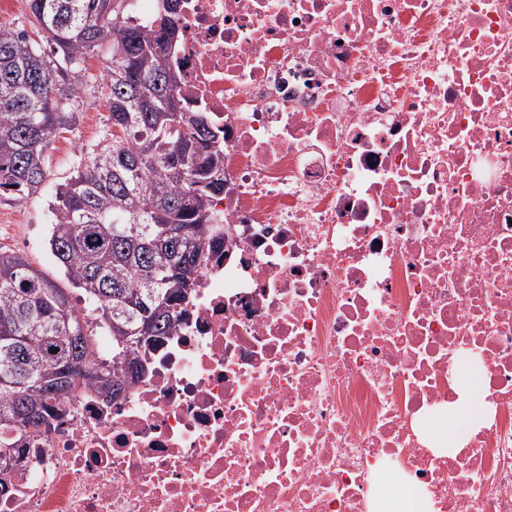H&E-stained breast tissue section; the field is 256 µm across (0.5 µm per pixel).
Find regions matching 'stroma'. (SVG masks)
<instances>
[{"mask_svg": "<svg viewBox=\"0 0 512 512\" xmlns=\"http://www.w3.org/2000/svg\"><path fill=\"white\" fill-rule=\"evenodd\" d=\"M106 56V51H98L84 62L87 85L76 108V122L72 127L57 132L48 152V165L52 171L50 184L23 200L0 196V249L26 254L36 268L51 275L57 274L58 268L47 245L50 227L48 203L56 183L71 174L78 149L92 148L104 136L107 109L102 96V71ZM22 212L30 216L24 225L16 221Z\"/></svg>", "mask_w": 512, "mask_h": 512, "instance_id": "1", "label": "stroma"}]
</instances>
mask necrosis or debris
I'll list each match as a JSON object with an SVG mask.
<instances>
[{
    "instance_id": "necrosis-or-debris-1",
    "label": "necrosis or debris",
    "mask_w": 512,
    "mask_h": 512,
    "mask_svg": "<svg viewBox=\"0 0 512 512\" xmlns=\"http://www.w3.org/2000/svg\"><path fill=\"white\" fill-rule=\"evenodd\" d=\"M224 145L200 269L120 407L78 381L0 512H512V0H182ZM483 362L486 426L427 440Z\"/></svg>"
}]
</instances>
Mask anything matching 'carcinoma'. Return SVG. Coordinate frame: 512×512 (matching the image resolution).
<instances>
[{
    "instance_id": "cac0c4a2",
    "label": "carcinoma",
    "mask_w": 512,
    "mask_h": 512,
    "mask_svg": "<svg viewBox=\"0 0 512 512\" xmlns=\"http://www.w3.org/2000/svg\"><path fill=\"white\" fill-rule=\"evenodd\" d=\"M170 2L150 31L126 0H28L41 43L0 28V195L28 197L48 181L47 151L75 119L82 64L104 48L107 127L120 126L80 150L49 203L60 276L0 251V448L47 422L49 402L80 379L93 378L107 403L141 379L144 356L173 335L215 252L210 197L224 189V153L210 116L181 93L165 46L179 29ZM99 330L112 349L94 360Z\"/></svg>"
}]
</instances>
